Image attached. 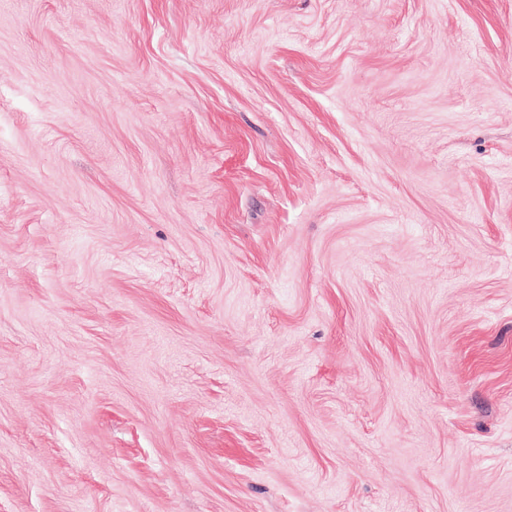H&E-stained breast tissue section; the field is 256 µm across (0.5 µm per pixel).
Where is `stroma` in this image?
<instances>
[{
  "mask_svg": "<svg viewBox=\"0 0 512 512\" xmlns=\"http://www.w3.org/2000/svg\"><path fill=\"white\" fill-rule=\"evenodd\" d=\"M0 512H512V0H0Z\"/></svg>",
  "mask_w": 512,
  "mask_h": 512,
  "instance_id": "obj_1",
  "label": "stroma"
}]
</instances>
